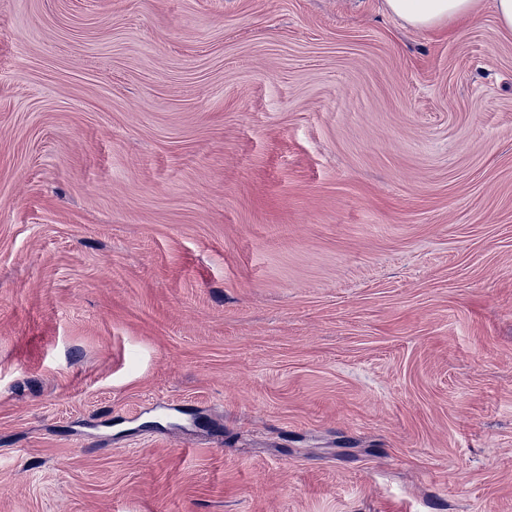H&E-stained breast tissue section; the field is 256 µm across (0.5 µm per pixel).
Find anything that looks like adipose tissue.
I'll list each match as a JSON object with an SVG mask.
<instances>
[{
	"label": "adipose tissue",
	"instance_id": "adipose-tissue-1",
	"mask_svg": "<svg viewBox=\"0 0 512 512\" xmlns=\"http://www.w3.org/2000/svg\"><path fill=\"white\" fill-rule=\"evenodd\" d=\"M478 0H386L393 15L418 30H431L477 17Z\"/></svg>",
	"mask_w": 512,
	"mask_h": 512
}]
</instances>
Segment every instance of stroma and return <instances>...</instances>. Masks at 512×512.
<instances>
[{
	"label": "stroma",
	"mask_w": 512,
	"mask_h": 512,
	"mask_svg": "<svg viewBox=\"0 0 512 512\" xmlns=\"http://www.w3.org/2000/svg\"><path fill=\"white\" fill-rule=\"evenodd\" d=\"M0 512H512L494 0H0ZM386 7L416 30H431L458 20H475L478 0H386Z\"/></svg>",
	"instance_id": "obj_1"
}]
</instances>
